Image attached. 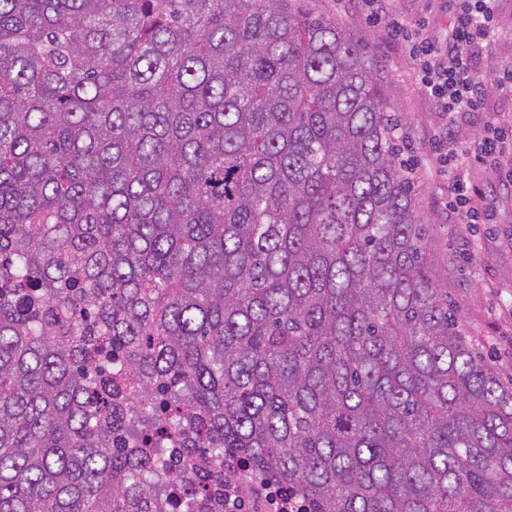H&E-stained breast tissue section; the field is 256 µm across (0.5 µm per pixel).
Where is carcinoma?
I'll use <instances>...</instances> for the list:
<instances>
[{
  "mask_svg": "<svg viewBox=\"0 0 512 512\" xmlns=\"http://www.w3.org/2000/svg\"><path fill=\"white\" fill-rule=\"evenodd\" d=\"M397 125L295 0H0V512H512ZM225 512H285L284 493L247 473L238 461L226 466Z\"/></svg>",
  "mask_w": 512,
  "mask_h": 512,
  "instance_id": "obj_1",
  "label": "carcinoma"
}]
</instances>
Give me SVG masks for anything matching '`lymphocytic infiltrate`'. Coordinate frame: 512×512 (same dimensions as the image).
I'll return each mask as SVG.
<instances>
[{"mask_svg":"<svg viewBox=\"0 0 512 512\" xmlns=\"http://www.w3.org/2000/svg\"><path fill=\"white\" fill-rule=\"evenodd\" d=\"M364 2L371 20L383 23L390 41L408 53L423 91L448 116L479 111L487 84L512 87V63L483 72L472 64L473 47L488 41L498 28L496 0H456L452 32L443 47L424 35L422 29L411 28L401 15L387 12L381 0ZM439 163L448 169L450 205L459 223H478L479 203L457 149L449 148Z\"/></svg>","mask_w":512,"mask_h":512,"instance_id":"1","label":"lymphocytic infiltrate"}]
</instances>
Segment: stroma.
Listing matches in <instances>:
<instances>
[{
	"label": "stroma",
	"instance_id": "1",
	"mask_svg": "<svg viewBox=\"0 0 512 512\" xmlns=\"http://www.w3.org/2000/svg\"><path fill=\"white\" fill-rule=\"evenodd\" d=\"M305 5L345 28L379 61L381 92L405 133L398 141L400 157L427 226V249L439 284L447 288L448 302L477 353L503 379L512 378V178L469 150L490 121L512 116V90L490 88L480 111L448 123L434 101L419 91L401 48L387 39L382 25L369 20L363 0H305ZM392 7L409 21H424L428 33L447 42L452 21L448 0H394ZM497 12L502 29L474 50V63L481 69L512 62V0H498ZM448 128L480 196L477 224L458 223L448 206L447 170L433 160V139Z\"/></svg>",
	"mask_w": 512,
	"mask_h": 512
}]
</instances>
